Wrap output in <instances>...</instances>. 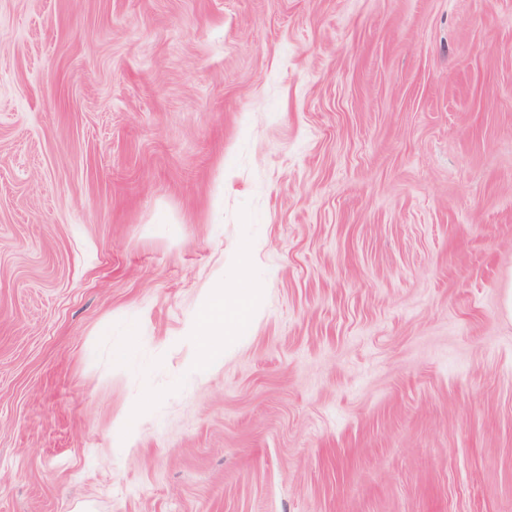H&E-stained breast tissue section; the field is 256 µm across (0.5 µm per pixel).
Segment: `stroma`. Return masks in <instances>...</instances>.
Returning a JSON list of instances; mask_svg holds the SVG:
<instances>
[{
  "label": "stroma",
  "mask_w": 512,
  "mask_h": 512,
  "mask_svg": "<svg viewBox=\"0 0 512 512\" xmlns=\"http://www.w3.org/2000/svg\"><path fill=\"white\" fill-rule=\"evenodd\" d=\"M511 287L512 0H0V512H512ZM259 292L260 288L249 276L247 264L240 260L231 285L213 297L193 328L191 336L208 356L219 355L223 347L236 339L252 316L253 299Z\"/></svg>",
  "instance_id": "35a3bbf8"
}]
</instances>
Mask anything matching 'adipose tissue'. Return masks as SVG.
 <instances>
[{"mask_svg":"<svg viewBox=\"0 0 512 512\" xmlns=\"http://www.w3.org/2000/svg\"><path fill=\"white\" fill-rule=\"evenodd\" d=\"M258 293L259 288L253 284L246 263H239L231 285L213 297L192 331L208 356L219 355L236 339L252 316L253 300Z\"/></svg>","mask_w":512,"mask_h":512,"instance_id":"obj_1","label":"adipose tissue"}]
</instances>
